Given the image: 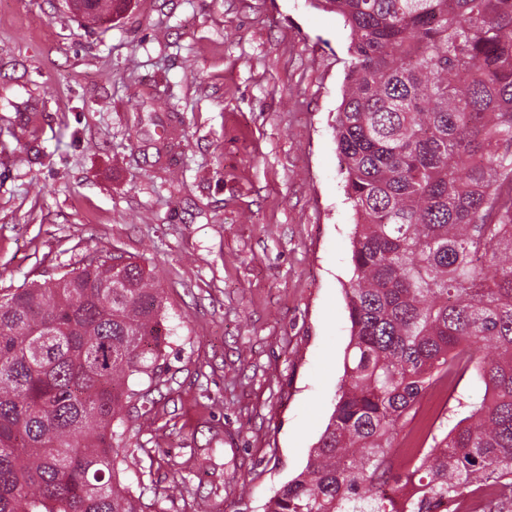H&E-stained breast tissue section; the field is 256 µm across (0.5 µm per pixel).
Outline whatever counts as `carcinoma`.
Listing matches in <instances>:
<instances>
[{"label": "carcinoma", "instance_id": "cac0c4a2", "mask_svg": "<svg viewBox=\"0 0 512 512\" xmlns=\"http://www.w3.org/2000/svg\"><path fill=\"white\" fill-rule=\"evenodd\" d=\"M351 62L335 138L354 214L351 339L333 413L265 512H428L498 485L512 512V0H310ZM164 291L110 252L0 297V512H145L112 422L147 393ZM468 349L483 396L395 465L403 428Z\"/></svg>", "mask_w": 512, "mask_h": 512}]
</instances>
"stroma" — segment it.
Masks as SVG:
<instances>
[{"label":"stroma","instance_id":"obj_1","mask_svg":"<svg viewBox=\"0 0 512 512\" xmlns=\"http://www.w3.org/2000/svg\"><path fill=\"white\" fill-rule=\"evenodd\" d=\"M349 44L309 0H136L105 31L65 0L0 9V294L101 250L155 272L174 333L148 411L112 425L148 512H264L334 410ZM140 95L167 106L133 133Z\"/></svg>","mask_w":512,"mask_h":512}]
</instances>
